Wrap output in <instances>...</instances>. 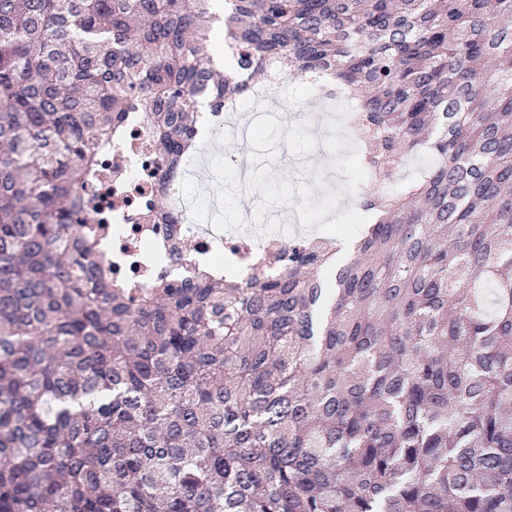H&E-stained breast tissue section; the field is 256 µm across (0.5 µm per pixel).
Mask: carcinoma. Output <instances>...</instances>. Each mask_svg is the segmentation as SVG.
Wrapping results in <instances>:
<instances>
[{"label":"carcinoma","instance_id":"cac0c4a2","mask_svg":"<svg viewBox=\"0 0 512 512\" xmlns=\"http://www.w3.org/2000/svg\"><path fill=\"white\" fill-rule=\"evenodd\" d=\"M210 2L0 0V512H512V0H225L240 80ZM270 61L360 106L353 258L108 277L98 143L137 102L166 178Z\"/></svg>","mask_w":512,"mask_h":512}]
</instances>
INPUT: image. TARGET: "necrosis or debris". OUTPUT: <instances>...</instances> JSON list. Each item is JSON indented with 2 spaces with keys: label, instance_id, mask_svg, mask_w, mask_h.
<instances>
[{
  "label": "necrosis or debris",
  "instance_id": "1",
  "mask_svg": "<svg viewBox=\"0 0 512 512\" xmlns=\"http://www.w3.org/2000/svg\"><path fill=\"white\" fill-rule=\"evenodd\" d=\"M102 162L83 196L97 220L86 225L94 260L110 268L114 278L134 288H143L158 277L177 278L199 266H212L222 255L226 270L242 274L268 252L287 247V234L252 218L258 195L251 183H241L239 193L246 203L236 223H223L222 166L200 167L198 155L186 153L176 174L163 178L164 157L153 146L147 112L131 106L120 129L98 147ZM204 173L211 186L209 209H200L185 192V183ZM165 194L169 211L180 222L188 241L182 254L172 251L165 225L153 221L154 199Z\"/></svg>",
  "mask_w": 512,
  "mask_h": 512
}]
</instances>
